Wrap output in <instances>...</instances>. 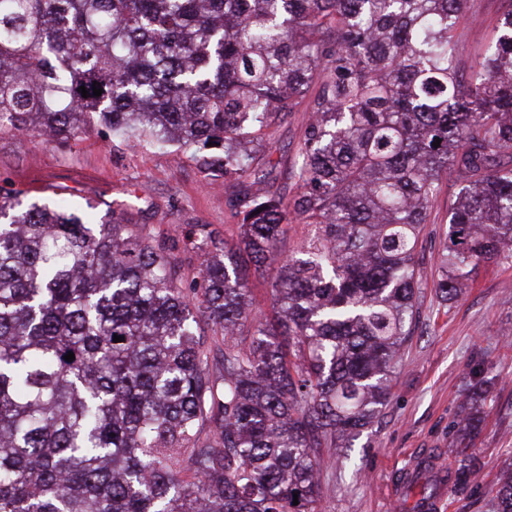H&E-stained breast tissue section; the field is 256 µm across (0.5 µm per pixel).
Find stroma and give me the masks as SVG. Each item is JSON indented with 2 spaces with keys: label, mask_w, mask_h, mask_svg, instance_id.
Returning a JSON list of instances; mask_svg holds the SVG:
<instances>
[{
  "label": "stroma",
  "mask_w": 512,
  "mask_h": 512,
  "mask_svg": "<svg viewBox=\"0 0 512 512\" xmlns=\"http://www.w3.org/2000/svg\"><path fill=\"white\" fill-rule=\"evenodd\" d=\"M512 0H471L466 21L479 38L463 54H478L496 35V21ZM308 114L297 111L270 129L266 152L278 165L277 192H296L287 167ZM0 189L22 190L30 201L57 196L97 214H123L128 223L158 238L182 239L204 224L234 237L224 205V183L204 179L189 154L149 143L88 132L41 144L29 134H0ZM458 191L448 178L435 203L434 224L419 245V320L392 376L386 407L349 448H327L320 475L322 512H413L418 491L396 495L421 455L437 456L438 468L459 464L460 406L478 377L493 380L484 403L481 433L469 444L476 468L467 485L449 486L448 512H495V487L512 466V261L480 264L450 302L435 291L437 256L448 231V206Z\"/></svg>",
  "instance_id": "obj_1"
}]
</instances>
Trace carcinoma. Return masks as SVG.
I'll use <instances>...</instances> for the list:
<instances>
[{"label":"carcinoma","mask_w":512,"mask_h":512,"mask_svg":"<svg viewBox=\"0 0 512 512\" xmlns=\"http://www.w3.org/2000/svg\"><path fill=\"white\" fill-rule=\"evenodd\" d=\"M467 2L0 0L1 133L176 145L238 230L184 237L183 288L168 240L0 191V512H319L322 449L388 402L448 174L437 295L512 258V9L469 61ZM302 104L287 200L262 143ZM290 224L317 232L283 256ZM495 498L512 512V470ZM254 308L258 313L270 316L272 313L271 287L262 279H251Z\"/></svg>","instance_id":"cac0c4a2"}]
</instances>
